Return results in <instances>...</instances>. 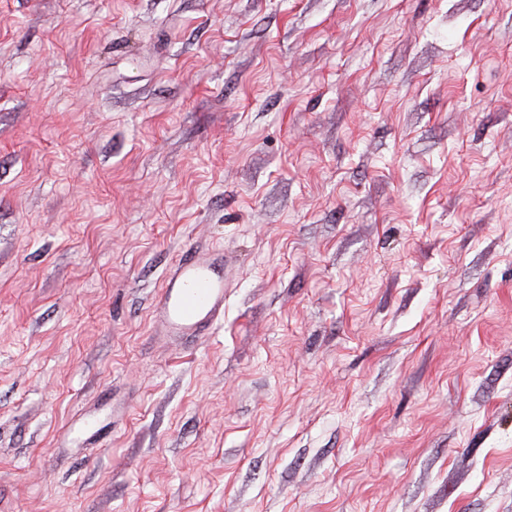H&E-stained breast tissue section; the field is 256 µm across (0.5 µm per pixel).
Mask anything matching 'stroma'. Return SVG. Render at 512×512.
<instances>
[{
  "label": "stroma",
  "mask_w": 512,
  "mask_h": 512,
  "mask_svg": "<svg viewBox=\"0 0 512 512\" xmlns=\"http://www.w3.org/2000/svg\"><path fill=\"white\" fill-rule=\"evenodd\" d=\"M0 512H512V0H0ZM224 321V253L189 247L166 276L152 309L158 336L192 341Z\"/></svg>",
  "instance_id": "35a3bbf8"
}]
</instances>
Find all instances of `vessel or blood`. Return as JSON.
<instances>
[{
	"label": "vessel or blood",
	"instance_id": "obj_1",
	"mask_svg": "<svg viewBox=\"0 0 512 512\" xmlns=\"http://www.w3.org/2000/svg\"><path fill=\"white\" fill-rule=\"evenodd\" d=\"M224 321V253L215 248L183 251L168 273L152 309L156 335L191 341Z\"/></svg>",
	"mask_w": 512,
	"mask_h": 512
}]
</instances>
